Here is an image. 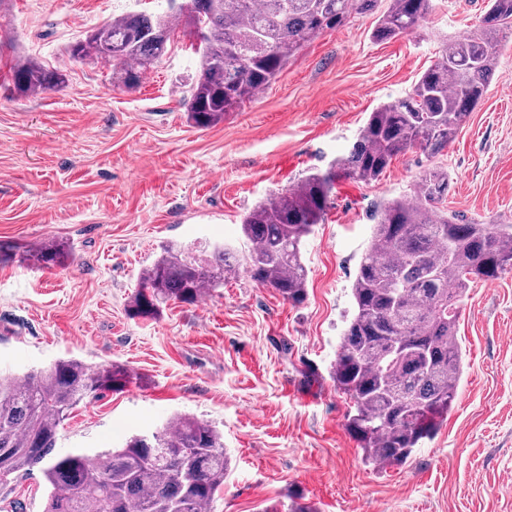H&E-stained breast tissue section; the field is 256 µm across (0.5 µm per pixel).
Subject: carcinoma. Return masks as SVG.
I'll list each match as a JSON object with an SVG mask.
<instances>
[{
    "instance_id": "obj_1",
    "label": "carcinoma",
    "mask_w": 512,
    "mask_h": 512,
    "mask_svg": "<svg viewBox=\"0 0 512 512\" xmlns=\"http://www.w3.org/2000/svg\"><path fill=\"white\" fill-rule=\"evenodd\" d=\"M157 14L128 11L71 45L80 62L112 66L117 86L133 88L162 62L180 27L203 34L199 68L186 98L193 123L210 127L264 89L297 50L343 26L352 13L378 12L372 36L390 41L417 29L432 0H168ZM512 30V0H487L477 32L446 42L403 98L373 110L348 155L325 171L259 202L241 224L244 256L224 243L209 253L165 245L140 273L133 317L153 318L169 302L193 304L240 273L299 306L307 297L302 244L325 221L336 179L370 183L419 147L434 157L480 103L498 63V37ZM13 87L38 96L65 84L59 69L31 58L9 66ZM448 171L431 164L414 199L376 210L371 240L351 285L354 310L330 378L351 403L347 427L363 458L380 468L407 465L438 433L457 396L463 351L457 326L469 283L512 271V224L465 221L440 207ZM64 259L48 241L25 260L49 268ZM120 365L58 359L21 379H0V487L41 467L43 512H213L230 471L217 426L179 415L150 434L94 454L56 452L59 426L102 391H119ZM316 512L301 496L284 510Z\"/></svg>"
}]
</instances>
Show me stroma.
<instances>
[{
  "label": "stroma",
  "instance_id": "obj_1",
  "mask_svg": "<svg viewBox=\"0 0 512 512\" xmlns=\"http://www.w3.org/2000/svg\"><path fill=\"white\" fill-rule=\"evenodd\" d=\"M485 5L434 0L420 29L387 42L371 37L376 15H352L202 128L183 104L198 60L187 33L133 89L113 85L110 65L69 54L112 17L157 0H0V244L21 251L50 239L68 250L49 269L0 265V377L66 357L130 374L123 391L74 410L59 452L115 448L190 414L218 426L232 458L214 512H260L291 494L319 512H512V272L469 288L458 397L405 467L363 463L346 425L350 402L330 378L378 205L412 198L434 160L451 178L445 208L512 224V37L436 159L414 148L376 182L337 180L326 221L302 246V305L240 275L155 319L128 312L162 244H240L256 203L345 156L370 112L405 97L447 39L476 30ZM16 55L60 69L65 86L18 94ZM43 497L36 472L0 490V512L14 500L42 512Z\"/></svg>",
  "mask_w": 512,
  "mask_h": 512
}]
</instances>
